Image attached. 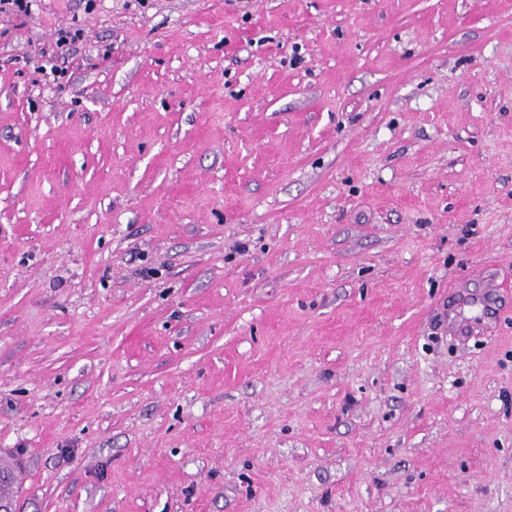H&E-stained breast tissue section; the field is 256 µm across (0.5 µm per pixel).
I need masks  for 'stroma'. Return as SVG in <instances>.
<instances>
[{"mask_svg": "<svg viewBox=\"0 0 512 512\" xmlns=\"http://www.w3.org/2000/svg\"><path fill=\"white\" fill-rule=\"evenodd\" d=\"M509 282L512 0L0 15L16 512H512Z\"/></svg>", "mask_w": 512, "mask_h": 512, "instance_id": "1", "label": "stroma"}]
</instances>
